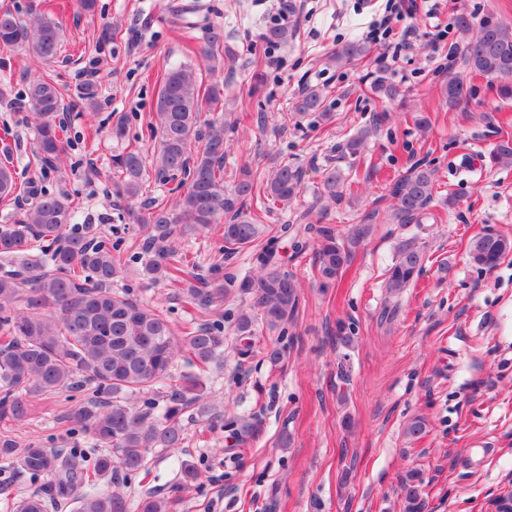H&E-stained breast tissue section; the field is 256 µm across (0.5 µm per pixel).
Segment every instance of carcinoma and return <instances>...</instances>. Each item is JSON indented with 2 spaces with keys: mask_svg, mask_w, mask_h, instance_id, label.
<instances>
[{
  "mask_svg": "<svg viewBox=\"0 0 512 512\" xmlns=\"http://www.w3.org/2000/svg\"><path fill=\"white\" fill-rule=\"evenodd\" d=\"M456 27L463 35L477 28L466 45L469 69L507 80L503 94L512 96V31L492 15L475 23L465 13L456 17ZM61 38L60 25L40 10L30 11L24 19L8 9L0 11V45L14 47L29 59L56 58ZM364 53V46L352 41L333 59L357 60ZM221 56L233 60L221 34L212 30L208 58ZM378 65L371 89L393 100L399 91L383 76L387 62L382 59ZM468 94L463 78H448V107ZM27 97L35 114L36 159L42 168L56 170L65 154L60 114L71 104L49 74L29 81ZM220 99L217 87H202L184 66H173L161 75L152 162L146 164L136 150L116 155L112 195L132 201L146 193L150 179L177 176L186 190L173 206L155 198L144 211L133 213L138 224L135 243H109L93 225L73 223L78 207L64 192L36 193L12 223L0 224V420H25L33 403L45 396L91 392L83 406L59 418L65 434L81 435L83 443L62 448L55 441H36L19 451L12 440L0 438V460L8 468L33 479L49 478L40 493L16 499L13 512H47L50 502L71 512H127V500L117 488L146 466L152 450L181 447L188 420L222 421L230 435L245 434L246 425L239 420H225L213 412L204 386L209 370L224 363V323L208 320L180 330L166 311L142 303L129 288L112 287L123 267L137 263L150 279L180 289L182 298L200 309L223 305L237 288L258 312L240 310L235 331L246 338L253 335L255 322H261L276 334L266 358L275 364L283 357L301 288L287 269L285 243L294 255L304 253L310 212L300 214L296 224L279 225L260 245L255 241L268 214L293 204L301 192L302 175L284 158L267 173L239 170L233 186L226 188V123L213 121L201 129L203 106ZM322 104L321 91L310 87L296 100L294 111L312 114ZM196 142L200 147L194 149ZM3 156L0 200L17 202V172L9 151ZM346 187L340 169L328 167L322 172L319 198L339 201ZM434 188L435 170L423 164L411 167L394 182L392 222L418 220L432 202ZM215 225L224 258L251 250L255 270L241 280L224 273L221 263L210 268L208 277H198L193 258L175 248L178 229L206 233ZM510 250L511 241L493 234L478 236L470 244L473 262L488 268ZM349 258V250L332 231L320 232L314 262L321 284L336 281ZM423 262L416 240L401 241L387 288L409 287ZM179 356L194 371L175 377L172 369ZM414 481L412 475L404 486L408 512H422ZM137 512H170V502L147 496L138 502Z\"/></svg>",
  "mask_w": 512,
  "mask_h": 512,
  "instance_id": "1",
  "label": "carcinoma"
}]
</instances>
